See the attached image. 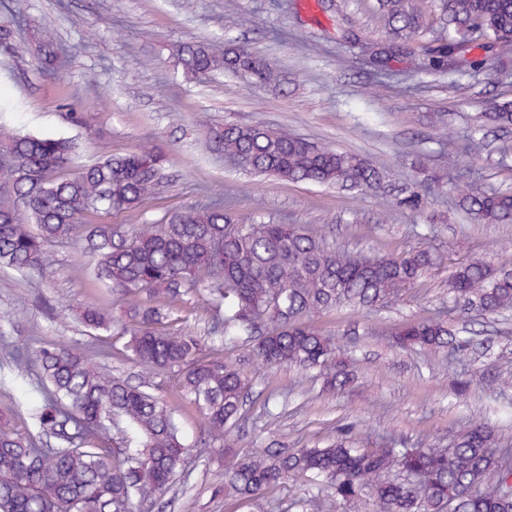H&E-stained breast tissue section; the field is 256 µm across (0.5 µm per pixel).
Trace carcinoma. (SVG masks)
<instances>
[{"label":"carcinoma","instance_id":"cac0c4a2","mask_svg":"<svg viewBox=\"0 0 512 512\" xmlns=\"http://www.w3.org/2000/svg\"><path fill=\"white\" fill-rule=\"evenodd\" d=\"M388 37L377 61L408 63L417 72L473 76L489 60L512 56V0H436L443 29L427 36L414 0H378ZM177 63L187 75L227 73L266 84L279 70L241 44L218 39L182 43ZM38 65L57 71L62 51L53 30L39 38ZM512 128V101L495 102L474 133ZM210 146L253 175L377 191L383 169L367 158L300 138L286 128L230 123L213 129ZM0 267L20 274L51 264L47 245L79 241L94 260L93 282L127 301L123 352L156 373L175 372L181 393L201 415L205 445L224 452V495L259 498L295 476L317 494L296 502L301 512H334L336 501L370 498L376 512H512V455L496 430L471 419L446 448L397 447L388 438L361 447L347 429L322 448L224 447L241 417L250 380L224 352L202 353L188 330H172L171 314L199 288L224 311V345L255 336L250 357L269 366L314 370L326 394L354 387L357 361L341 355L313 320L344 306L387 307L441 266L443 253L415 247L398 254H352L331 247L299 224L241 220L221 198L164 214L153 224H85L99 213L132 209L159 193L165 155L142 145L73 173L66 138L0 129ZM460 143L448 139V171L457 170ZM455 206L480 224H512V191H470ZM448 296L472 319L512 309V259L478 255L455 267ZM81 319L86 349L36 342L10 353L22 379L35 377L42 395L29 407L37 432L0 426V512H139L162 504L187 449L167 404L86 354L102 343L110 318L96 306ZM400 349L441 354L462 390L470 339L441 316L403 322L391 336Z\"/></svg>","mask_w":512,"mask_h":512}]
</instances>
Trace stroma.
Returning a JSON list of instances; mask_svg holds the SVG:
<instances>
[{"mask_svg": "<svg viewBox=\"0 0 512 512\" xmlns=\"http://www.w3.org/2000/svg\"><path fill=\"white\" fill-rule=\"evenodd\" d=\"M0 24L13 28L12 48L0 52V127L19 134L64 137L76 145V165L103 153H127L149 144L164 147L168 163L157 197L109 216L112 224H150L165 212L223 197L234 214L262 222L301 224L354 252L444 248L443 268L393 305L373 311L345 308L318 319V327L353 354L361 378L353 391L327 395L313 375L286 366L253 364L249 348H226L225 358L251 381L245 421L227 440L254 448L321 446L339 428L353 426L361 444L390 435L410 446L447 445L459 425L482 418L500 445L512 448V386L492 382L512 374V312L474 327L477 342L468 393L453 389L448 363L425 352L394 348L400 323L452 311L448 276L467 259L493 251L512 259V224L467 221L447 192L427 194L413 210L400 206L396 189L422 185L429 172L445 173L442 144L461 136L492 102L512 99V67L496 63L475 76L404 73L381 89L360 59L359 48L337 38L338 26L385 39L377 0H0ZM51 27L68 53L60 73L38 71L43 27ZM244 42L282 73L279 86L232 76L184 75L175 59L183 42ZM227 123L284 127L304 139L360 154L381 166L391 192L339 190L253 176L209 152L206 134ZM460 164L479 170L485 188L512 189V133L488 146L463 143ZM51 266L30 274L0 269V421L28 430L30 403L40 398L35 380L15 378L9 352L31 337L84 347L80 322L89 306L104 308L114 327L125 319L123 300L101 293L90 259L72 243L55 245ZM115 354L101 363L131 376L164 400L179 422L187 450L184 472L167 494L165 512H267L265 498L224 497V467L199 447L205 426L182 398L176 374L162 375L124 363V343L114 328L104 334ZM287 391L281 403L270 393Z\"/></svg>", "mask_w": 512, "mask_h": 512, "instance_id": "obj_1", "label": "stroma"}]
</instances>
